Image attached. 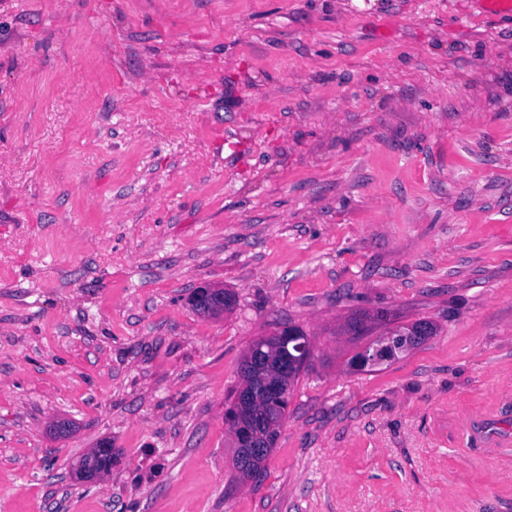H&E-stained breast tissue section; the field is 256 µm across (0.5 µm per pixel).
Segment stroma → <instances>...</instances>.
I'll use <instances>...</instances> for the list:
<instances>
[{"instance_id":"obj_1","label":"stroma","mask_w":512,"mask_h":512,"mask_svg":"<svg viewBox=\"0 0 512 512\" xmlns=\"http://www.w3.org/2000/svg\"><path fill=\"white\" fill-rule=\"evenodd\" d=\"M379 310L438 334L355 370ZM288 323L241 482L224 410ZM0 512H512V13L0 0ZM368 318L371 320H377L380 323H384V326H387L390 324L389 318H387V314L381 313L380 315L377 313L376 315L368 316V315H354L352 317H349L346 321V323L341 327V331L343 333H349L353 336H366L368 335L369 328L367 327ZM275 337L268 336L262 337L254 341L246 354L243 356L239 365L240 372V383L237 389L234 391L233 398L235 396L234 404H232L226 411V421L232 426V434L239 448H235L233 453V461L236 465L237 471L240 473L239 477L243 479H251L254 476L255 479L262 474V470L265 468L266 460L268 459L272 449L275 447L284 424L287 411H281L277 402L269 400L261 391L256 393L255 402L249 406V413L245 409V402L249 395L244 389L238 390V388L250 381V371L255 364V359L258 355H264L266 357H273V353H279L280 350L275 351ZM263 346V352L257 350V348ZM238 390V392H237ZM237 392V393H236ZM236 394V395H235ZM264 426L267 432V448L268 451L250 461L247 467L242 465V460L245 455L244 448L251 450L253 453H259L265 448L260 447L258 431L253 428L252 419ZM279 338V343L285 345V349L288 348V354L290 344L294 343L293 348L295 352L298 353V356L290 354L287 358L288 361L285 364H280V380L275 383H271L269 380H265L264 386L267 388V392L275 400L281 399L288 401V392L286 388L283 387L282 380L286 378L288 372H290L293 367L297 368L301 363H303V365L306 364L310 351V344L308 338L306 341L301 339H293L291 336H284ZM112 464V444L102 442L89 455L84 457L80 464V472L86 476L93 471H107Z\"/></svg>"}]
</instances>
